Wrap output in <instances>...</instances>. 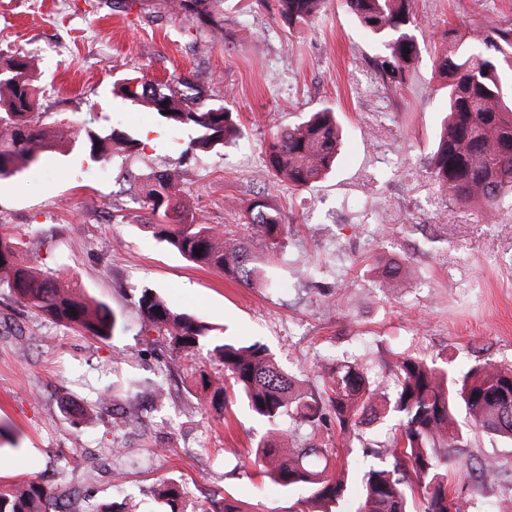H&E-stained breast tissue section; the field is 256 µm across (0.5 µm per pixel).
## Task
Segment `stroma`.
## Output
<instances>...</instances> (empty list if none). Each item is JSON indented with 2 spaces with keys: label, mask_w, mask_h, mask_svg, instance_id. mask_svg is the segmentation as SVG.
Instances as JSON below:
<instances>
[{
  "label": "stroma",
  "mask_w": 512,
  "mask_h": 512,
  "mask_svg": "<svg viewBox=\"0 0 512 512\" xmlns=\"http://www.w3.org/2000/svg\"><path fill=\"white\" fill-rule=\"evenodd\" d=\"M414 11L422 58L396 90L375 79L381 47L341 0L297 29L261 0H224L219 32L175 14L171 0H0V53L29 59L44 121L141 141L96 163L79 137L40 160V177L26 169L0 179V233L122 323L98 340L0 290V484L79 491L74 512L109 502L160 512L153 489L169 478L186 512H201L215 492L244 512H287L289 494L248 463L268 425L241 405L217 418L201 387L150 354L138 311L145 288L308 376L354 359L387 384L403 353L459 372L488 359L512 365V212L491 219L459 205L428 171L447 110L436 54L484 22H512V0H414ZM141 76L202 86L207 103L238 112L243 137L191 150L196 128H168L113 94L118 80ZM326 107L343 129L335 170L299 190L263 178L271 131ZM156 174L177 181L194 223L233 224L242 236L252 201L265 199L288 224L286 249L258 254L262 274L247 284L186 261L153 237L134 201ZM376 259L410 260L417 275L389 281ZM132 377L145 387L117 401L151 408L150 425L117 430L96 391ZM320 436L356 474L369 462L364 443H381L385 430L365 426L355 438L331 425ZM463 453L500 468L487 485L452 481L463 512H512V442L484 434Z\"/></svg>",
  "instance_id": "35a3bbf8"
}]
</instances>
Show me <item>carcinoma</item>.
<instances>
[{
  "instance_id": "cac0c4a2",
  "label": "carcinoma",
  "mask_w": 512,
  "mask_h": 512,
  "mask_svg": "<svg viewBox=\"0 0 512 512\" xmlns=\"http://www.w3.org/2000/svg\"><path fill=\"white\" fill-rule=\"evenodd\" d=\"M275 18L288 27L311 22L324 0H261ZM359 24L382 47L374 62L378 78L400 88L421 55L414 30L417 19L412 0H346ZM174 12L195 15L212 23L224 12V0H175ZM448 98L444 130L433 153L430 174L455 202L482 205L494 215L512 194V91L501 71L512 69V24L492 22L469 39L438 57ZM136 103L148 106L171 127L193 126L200 135L191 148L206 151L228 146L241 137L237 114L222 104L192 108L166 84L144 82ZM38 79L23 55L0 56V179L37 164L42 156L75 136L71 127L47 126L37 112ZM89 159L98 162L114 150L127 152L139 140L112 131L86 132ZM339 129L333 112L324 109L293 129L272 135L265 149L264 177L286 180L300 189L330 172L337 154ZM143 207L157 217L154 234L198 267H206L239 282L253 280L259 268L247 240L232 231L188 221V207L179 200L172 179L157 175L142 188ZM251 239L268 252L285 246L282 213L256 200L245 216ZM201 254H195V251ZM23 245L0 235V289L36 315L107 340L121 329L105 305H92L80 295V284L63 282L52 268L35 267L21 258ZM377 269L388 277L407 281L414 276L405 260ZM138 306L144 330L155 332L166 354V366H175L202 390L210 392L218 415L242 398L250 411L273 426L262 440L255 460L260 473L290 493L300 491L288 512H341L346 492L344 477L334 474V449L317 438L326 422L342 434H352L380 420L398 419L388 439L377 445V455L390 465H371L361 480L353 512H461L449 495V452L470 433L486 432L512 439V402L494 396L512 366L485 362L458 374L433 361L413 355L399 357L391 392L376 384L368 369L355 360H342L330 372L318 375L312 387L300 382L275 361L258 341L243 343L217 336L202 322L172 309L152 290L141 292ZM218 370L206 374L199 361ZM288 422L280 435L276 426ZM454 473L460 480L491 483L499 467L492 461L458 459ZM155 492L164 512H183L184 490L164 479ZM64 509L62 496L32 481L0 485V512H55Z\"/></svg>"
}]
</instances>
